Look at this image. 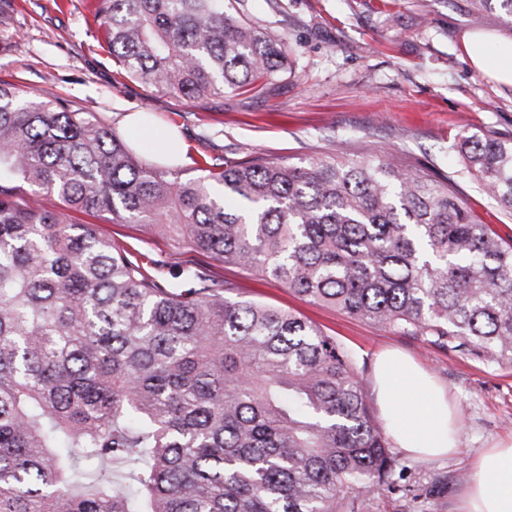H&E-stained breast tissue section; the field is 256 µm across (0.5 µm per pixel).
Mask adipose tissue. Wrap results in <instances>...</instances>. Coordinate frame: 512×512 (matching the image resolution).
Here are the masks:
<instances>
[{"label": "adipose tissue", "mask_w": 512, "mask_h": 512, "mask_svg": "<svg viewBox=\"0 0 512 512\" xmlns=\"http://www.w3.org/2000/svg\"><path fill=\"white\" fill-rule=\"evenodd\" d=\"M471 65L489 78L512 85V42L488 34L463 41ZM139 147L158 155L180 150L176 135L145 116H127ZM373 390L398 448L414 458L452 456L458 450L459 419L447 391L414 361L397 351L376 362ZM457 512H512V440L487 448L472 465Z\"/></svg>", "instance_id": "adipose-tissue-1"}]
</instances>
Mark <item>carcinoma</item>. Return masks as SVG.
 Returning a JSON list of instances; mask_svg holds the SVG:
<instances>
[{"instance_id":"carcinoma-1","label":"carcinoma","mask_w":512,"mask_h":512,"mask_svg":"<svg viewBox=\"0 0 512 512\" xmlns=\"http://www.w3.org/2000/svg\"><path fill=\"white\" fill-rule=\"evenodd\" d=\"M245 0H99L126 74L202 104L266 92L288 43ZM0 0V51L15 33ZM512 214V138L457 135ZM144 165L91 112L0 81V512H344L394 466L357 356L204 273L165 285L89 224L108 213L312 303L512 366V237L451 176L389 154Z\"/></svg>"}]
</instances>
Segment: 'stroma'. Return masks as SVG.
<instances>
[{"label": "stroma", "instance_id": "stroma-1", "mask_svg": "<svg viewBox=\"0 0 512 512\" xmlns=\"http://www.w3.org/2000/svg\"><path fill=\"white\" fill-rule=\"evenodd\" d=\"M97 0H22L16 33L0 54V81L95 113L125 134L127 115L141 111L183 144L179 160L197 176L204 155L265 156L286 162L313 152L368 158L389 150L410 166L456 178L473 213L504 235L512 216L499 212L485 188L461 174L455 149L460 126L512 137V86L475 70L462 53L465 36L483 30L512 40V24L486 9L475 27L469 0H248V11L290 48L288 73L263 95L225 91L205 104L147 87L122 75L103 50L94 21ZM92 224L131 257L162 261L159 278L194 266L232 299L292 309L358 353L363 386L373 397L378 355L394 348L433 374L454 399L460 444L453 456L419 461L398 454L389 484L347 494L352 512H455L474 460L512 438V367L400 336L335 308L311 303L272 279L195 253L138 224L70 213Z\"/></svg>", "mask_w": 512, "mask_h": 512}]
</instances>
